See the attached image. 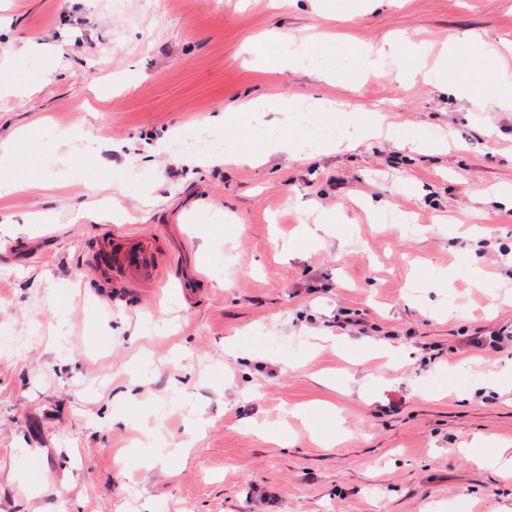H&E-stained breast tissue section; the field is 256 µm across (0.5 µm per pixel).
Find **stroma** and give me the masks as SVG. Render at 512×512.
<instances>
[{
    "label": "stroma",
    "instance_id": "obj_1",
    "mask_svg": "<svg viewBox=\"0 0 512 512\" xmlns=\"http://www.w3.org/2000/svg\"><path fill=\"white\" fill-rule=\"evenodd\" d=\"M291 38L312 67L276 64ZM368 39L395 47L370 76L339 51ZM471 41L486 111L407 76ZM511 76L512 0H0V82L37 83L0 94V512H512L464 450L512 442V349L456 348L512 326ZM110 237L157 288L93 270ZM307 112H336V122L345 128H351L352 135L356 138H370L380 131L378 116L367 115L362 121L353 117L351 111L336 108L335 105L324 101H315L307 105Z\"/></svg>",
    "mask_w": 512,
    "mask_h": 512
}]
</instances>
